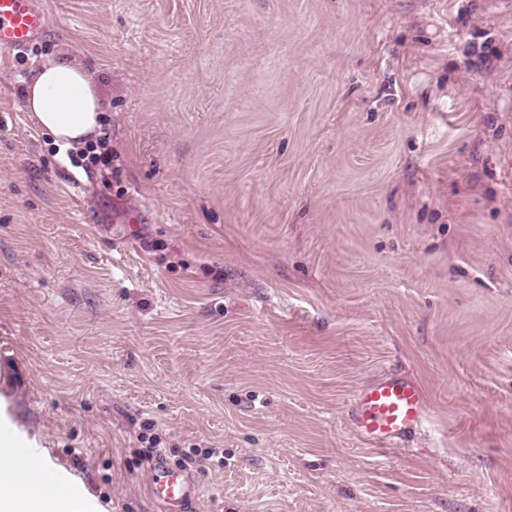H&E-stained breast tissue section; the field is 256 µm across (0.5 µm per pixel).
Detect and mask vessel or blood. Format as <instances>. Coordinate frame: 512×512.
<instances>
[{
	"instance_id": "obj_1",
	"label": "vessel or blood",
	"mask_w": 512,
	"mask_h": 512,
	"mask_svg": "<svg viewBox=\"0 0 512 512\" xmlns=\"http://www.w3.org/2000/svg\"><path fill=\"white\" fill-rule=\"evenodd\" d=\"M46 11L40 0H0V53L28 48L43 32ZM357 429L375 449L404 440L418 429L426 410V395L414 380L393 377L358 396ZM151 492L167 512H183L195 488L188 475L154 463Z\"/></svg>"
}]
</instances>
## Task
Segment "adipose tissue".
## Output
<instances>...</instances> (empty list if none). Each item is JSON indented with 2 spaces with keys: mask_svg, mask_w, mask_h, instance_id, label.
Here are the masks:
<instances>
[{
  "mask_svg": "<svg viewBox=\"0 0 512 512\" xmlns=\"http://www.w3.org/2000/svg\"><path fill=\"white\" fill-rule=\"evenodd\" d=\"M25 104L55 144H86L100 126L103 105L89 69L77 61L42 58L24 87ZM17 437L0 440V512H104L79 478L49 453L22 456Z\"/></svg>",
  "mask_w": 512,
  "mask_h": 512,
  "instance_id": "adipose-tissue-1",
  "label": "adipose tissue"
}]
</instances>
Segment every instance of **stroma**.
I'll return each instance as SVG.
<instances>
[{"label":"stroma","instance_id":"1","mask_svg":"<svg viewBox=\"0 0 512 512\" xmlns=\"http://www.w3.org/2000/svg\"><path fill=\"white\" fill-rule=\"evenodd\" d=\"M0 54V395L105 512H512V0H42ZM90 64L111 166L24 108ZM77 187H70V177ZM427 416L375 451L360 391ZM151 493L166 512H185L184 506L195 492L188 475L174 471L164 461H156L151 472Z\"/></svg>","mask_w":512,"mask_h":512}]
</instances>
